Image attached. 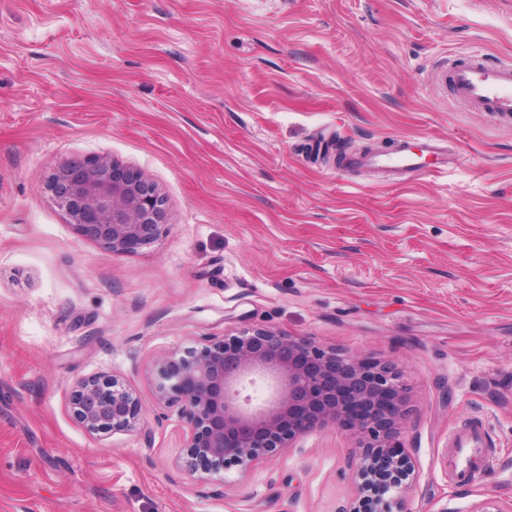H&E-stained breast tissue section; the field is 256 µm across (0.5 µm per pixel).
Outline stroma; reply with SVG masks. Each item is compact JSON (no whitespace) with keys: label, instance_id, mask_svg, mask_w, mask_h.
<instances>
[{"label":"stroma","instance_id":"stroma-1","mask_svg":"<svg viewBox=\"0 0 512 512\" xmlns=\"http://www.w3.org/2000/svg\"><path fill=\"white\" fill-rule=\"evenodd\" d=\"M471 51L512 60V0H0V512H347L345 431L180 469L153 358L254 327L394 365L404 512L512 506V119L431 79ZM410 134L462 165L393 184L315 152ZM103 155L161 189L152 244L113 253L53 203L63 162ZM100 376L148 433L77 420L75 382ZM467 419L493 464L459 485Z\"/></svg>","mask_w":512,"mask_h":512}]
</instances>
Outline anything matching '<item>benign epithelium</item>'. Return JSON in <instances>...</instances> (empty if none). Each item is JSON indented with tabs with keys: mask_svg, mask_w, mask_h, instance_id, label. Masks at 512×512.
Returning a JSON list of instances; mask_svg holds the SVG:
<instances>
[{
	"mask_svg": "<svg viewBox=\"0 0 512 512\" xmlns=\"http://www.w3.org/2000/svg\"><path fill=\"white\" fill-rule=\"evenodd\" d=\"M56 205L82 234L114 253L154 242L167 223L166 201L148 178L103 156L71 160L53 174ZM159 404L180 406L186 425L183 469L217 475L243 469L317 430L348 427L359 439L353 461L359 496L349 512H394L392 492L410 471L397 450L407 418L404 387L394 368L266 328L214 338L179 359L154 362ZM261 379L259 405L242 396ZM72 405L91 433L146 429L136 393L115 378L76 381Z\"/></svg>",
	"mask_w": 512,
	"mask_h": 512,
	"instance_id": "1",
	"label": "benign epithelium"
}]
</instances>
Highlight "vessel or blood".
<instances>
[{"mask_svg":"<svg viewBox=\"0 0 512 512\" xmlns=\"http://www.w3.org/2000/svg\"><path fill=\"white\" fill-rule=\"evenodd\" d=\"M433 78L450 83L455 96L464 105L500 117H512V63L491 64L482 54H470L455 60L449 67L437 69ZM460 155L444 137L399 136L387 152H373L350 158V169H370L401 184L430 175L440 176L456 169ZM486 442L481 425L467 421L448 436V453L452 458L451 479L459 484L470 482L483 462Z\"/></svg>","mask_w":512,"mask_h":512,"instance_id":"vessel-or-blood-1","label":"vessel or blood"}]
</instances>
